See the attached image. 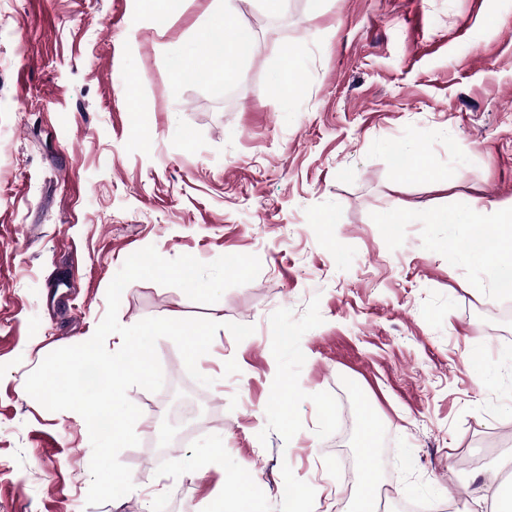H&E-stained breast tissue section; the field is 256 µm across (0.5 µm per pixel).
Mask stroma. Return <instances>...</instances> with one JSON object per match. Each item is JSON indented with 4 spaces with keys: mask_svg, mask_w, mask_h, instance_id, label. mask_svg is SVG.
Listing matches in <instances>:
<instances>
[{
    "mask_svg": "<svg viewBox=\"0 0 512 512\" xmlns=\"http://www.w3.org/2000/svg\"><path fill=\"white\" fill-rule=\"evenodd\" d=\"M210 2L159 18L142 0H0V512H205L228 470L255 476L265 512H284L287 480L342 512L366 409L385 512L461 488L479 512L502 474L451 453L512 441V300L488 295L492 274L433 216L466 197L512 209V0H234L254 46L220 87L173 67L195 59ZM287 50L301 63L289 102L271 79ZM416 143L425 179L394 161ZM150 245L262 268L210 305L125 287L122 325L223 328L197 363L208 386L158 341L165 386L128 392L140 443L119 459L135 488L90 507L84 419L25 381L93 335L109 284ZM228 322L255 331L238 342ZM278 374L297 390L288 427ZM173 380L205 414L159 458Z\"/></svg>",
    "mask_w": 512,
    "mask_h": 512,
    "instance_id": "obj_1",
    "label": "stroma"
}]
</instances>
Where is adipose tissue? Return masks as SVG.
Returning a JSON list of instances; mask_svg holds the SVG:
<instances>
[{
	"label": "adipose tissue",
	"mask_w": 512,
	"mask_h": 512,
	"mask_svg": "<svg viewBox=\"0 0 512 512\" xmlns=\"http://www.w3.org/2000/svg\"><path fill=\"white\" fill-rule=\"evenodd\" d=\"M211 7L220 20L209 27L200 49L203 55L215 60V67L204 70L182 58L175 67L180 77L196 79L205 75L220 86L234 75L240 60L250 53L251 41L233 18L226 0H212ZM436 220L441 224L466 225L468 252L475 261L491 266L498 274L512 270V212L497 211L479 200L464 198L454 208L438 214ZM362 420L359 450L362 467L357 492L346 512H380L381 479L371 463L377 420L368 413L363 414ZM214 512H264L253 480L236 472L226 473L225 492L216 500Z\"/></svg>",
	"instance_id": "ef3b65f1"
}]
</instances>
